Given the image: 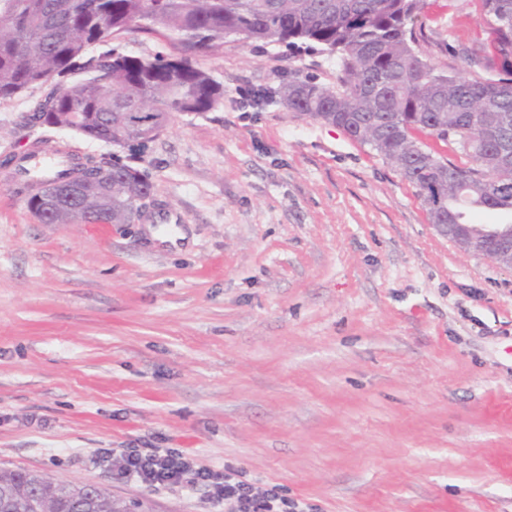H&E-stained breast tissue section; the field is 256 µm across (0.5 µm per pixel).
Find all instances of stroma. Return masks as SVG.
Wrapping results in <instances>:
<instances>
[{
  "label": "stroma",
  "instance_id": "stroma-1",
  "mask_svg": "<svg viewBox=\"0 0 512 512\" xmlns=\"http://www.w3.org/2000/svg\"><path fill=\"white\" fill-rule=\"evenodd\" d=\"M418 24L445 71L489 39L479 0H425ZM199 65L223 101L136 152L26 125L46 87L0 100V160L49 138L153 185L135 223L43 224L0 167V470L217 512L211 488L120 473L126 449L174 448L307 512H512V270L279 103L299 73L336 86L335 58L228 40ZM160 209L183 217L170 245Z\"/></svg>",
  "mask_w": 512,
  "mask_h": 512
}]
</instances>
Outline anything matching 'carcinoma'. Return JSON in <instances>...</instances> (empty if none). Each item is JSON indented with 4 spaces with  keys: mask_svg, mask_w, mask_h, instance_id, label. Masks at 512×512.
<instances>
[{
    "mask_svg": "<svg viewBox=\"0 0 512 512\" xmlns=\"http://www.w3.org/2000/svg\"><path fill=\"white\" fill-rule=\"evenodd\" d=\"M492 34L477 45L470 67L494 78L440 71L416 50L414 25L424 0H0V100L35 85L49 92L27 124L55 125L120 148L155 140L178 116H202L224 99V87L196 60L231 38L301 42L341 61L339 88L312 78L282 84L289 110L342 130L370 146L418 190L432 224H471L470 210L512 212V164L492 162L495 142L512 137V0H480ZM157 35L175 55H128L114 35ZM429 137L461 158L432 149ZM112 172V187L90 181ZM85 181L78 209H55L50 223L76 213L132 224L152 185L138 169L83 156L52 178ZM16 484L13 512H27L29 472H3Z\"/></svg>",
    "mask_w": 512,
    "mask_h": 512,
    "instance_id": "1",
    "label": "carcinoma"
}]
</instances>
